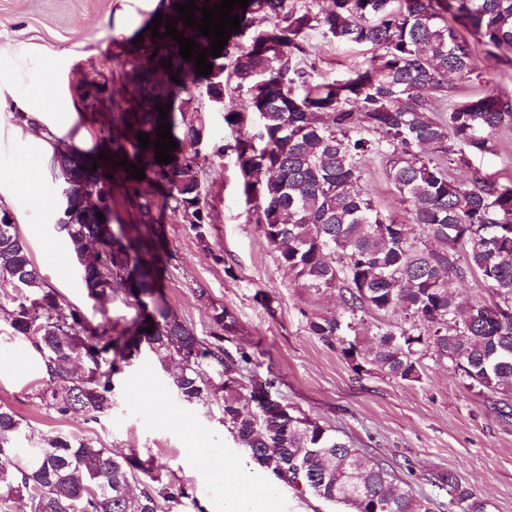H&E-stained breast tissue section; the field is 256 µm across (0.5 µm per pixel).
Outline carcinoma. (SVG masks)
Segmentation results:
<instances>
[{
	"instance_id": "cac0c4a2",
	"label": "carcinoma",
	"mask_w": 512,
	"mask_h": 512,
	"mask_svg": "<svg viewBox=\"0 0 512 512\" xmlns=\"http://www.w3.org/2000/svg\"><path fill=\"white\" fill-rule=\"evenodd\" d=\"M317 11L297 12L287 0H249L235 6L240 30L226 37L224 55L207 56L209 75L180 55L172 37L147 30L132 60L137 100L113 120L108 132L115 151L144 169L167 191L161 207L181 214L200 241L206 224L200 193L198 146L209 140L202 113L186 107L196 86L224 102L245 93V105L224 113L236 128L234 142L212 146V154L235 156L246 203L281 263L305 288L338 290L340 315L310 321L326 341L346 342L358 314L400 309L405 324L376 335L373 362L387 375L421 380L426 355L450 361L463 383L495 398L512 417V183L476 178L466 184L449 170L469 164L468 155L490 151L492 138L512 126V97L487 91L453 105L435 119V102L448 97V74L472 78L476 71L459 28L479 35L487 56L512 63V0H314ZM265 13L270 25L249 32V15ZM314 27L339 42L367 45L378 54L343 79L313 82L304 67L303 38ZM184 37L211 50L214 37L197 26L176 23ZM171 60L172 67L162 60ZM179 75L181 83L171 80ZM235 86H230V82ZM305 92H294L296 84ZM169 104L159 119L158 104ZM170 124L178 143L174 160L156 162L158 126ZM182 136L176 135V130ZM150 135L142 148L136 135ZM372 155L387 159L388 179L399 201L426 237L440 249L411 242L405 224L384 214L361 185L362 165ZM77 152L57 150L65 190L82 186L96 195L90 214L58 208L54 228L77 261L86 240H98L107 263L81 278L91 297L124 293L153 296L154 265L133 244L123 243L124 225L109 224L112 192L92 170L73 166ZM128 178L126 201L146 229L155 202ZM102 218H97V213ZM468 247L466 262L456 258ZM478 273L500 301L463 304L448 290L452 279ZM0 279L12 285L10 335L28 339L49 368L44 406L61 416L93 420L112 410V344L123 359L146 346L160 364L177 357L173 384L187 403H214L238 445L284 486L303 496L342 504L350 512H433L432 500L417 497L388 464L360 460L359 449L310 417L277 402L257 399L243 382V366L218 344L209 343L160 306L152 332L95 340L84 317L41 281L30 250L10 212H0ZM448 496V512H491L487 499L450 471L437 478ZM27 496L30 512H171L186 495L167 485L133 456L119 457L88 439L36 436L9 407L0 406V500Z\"/></svg>"
}]
</instances>
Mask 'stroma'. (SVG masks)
Listing matches in <instances>:
<instances>
[{"mask_svg": "<svg viewBox=\"0 0 512 512\" xmlns=\"http://www.w3.org/2000/svg\"><path fill=\"white\" fill-rule=\"evenodd\" d=\"M123 0H0V49L18 43L66 50L71 63L63 73L78 102L71 135L82 136L83 154L111 152L106 134L112 118L134 90L128 63L136 33L109 35ZM482 66L477 80L452 79V99L492 90L512 97V65L487 58L477 36L467 35ZM306 60L317 80L343 78L370 61V48L325 36L321 28L305 36ZM200 193L207 233L198 240L182 216L162 209L165 189L141 181L155 202L154 221L164 236L153 244L158 256V287L172 316L209 338L216 309L227 308L234 326L223 334L232 356H248L244 374L253 382H273L282 403L302 411L359 448L362 459L391 463L414 493L434 499L435 512H448V499L432 484L434 476L455 472L491 503V512H512V417H503L489 396L466 388L451 362L423 358L421 382L386 375L371 363L369 350L380 329L403 324L402 312L380 316L366 312L343 343L315 336L309 323L340 312L337 293L302 287L283 266L248 213L242 178L234 156L215 157L202 150ZM453 177L512 182V128L497 132L490 152L474 155ZM363 189L385 212L406 223L411 241H423L417 225L400 204L386 174L385 159H366ZM62 186L44 172L39 187L22 193L14 205L23 213L20 232L43 282L76 308L96 333L123 332L139 316L133 296L118 293L89 297L68 245L42 207L45 197L59 198ZM113 376L111 412L91 420L48 411L37 393L41 379L20 384L0 382V405L12 408L42 435L86 438L117 454L136 453L152 463L162 481L186 492L176 512H224L233 492L223 479L208 475L194 455L198 446L223 449L227 462L248 466L252 460L220 420L216 405L183 402L172 369L147 353L118 360Z\"/></svg>", "mask_w": 512, "mask_h": 512, "instance_id": "35a3bbf8", "label": "stroma"}]
</instances>
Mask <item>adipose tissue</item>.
<instances>
[{
	"instance_id": "obj_1",
	"label": "adipose tissue",
	"mask_w": 512,
	"mask_h": 512,
	"mask_svg": "<svg viewBox=\"0 0 512 512\" xmlns=\"http://www.w3.org/2000/svg\"><path fill=\"white\" fill-rule=\"evenodd\" d=\"M61 54L34 44H21L0 52V112H18L30 119L48 120L54 132L67 133L75 122L77 108L59 79ZM50 153L48 141L28 131L26 151L14 169L0 174V200L10 201L32 187ZM46 366L38 351L26 339H19L9 364H0V381L20 383L45 376ZM209 474L223 477L234 488L224 503V512H273L279 489L270 479L250 468L228 467L223 454L204 449Z\"/></svg>"
}]
</instances>
